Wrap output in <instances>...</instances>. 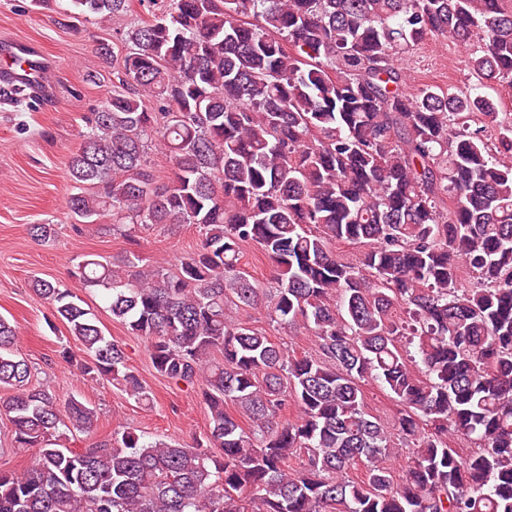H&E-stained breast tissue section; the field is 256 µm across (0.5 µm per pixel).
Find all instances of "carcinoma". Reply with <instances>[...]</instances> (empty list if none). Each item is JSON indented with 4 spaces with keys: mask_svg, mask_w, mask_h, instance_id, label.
<instances>
[{
    "mask_svg": "<svg viewBox=\"0 0 512 512\" xmlns=\"http://www.w3.org/2000/svg\"><path fill=\"white\" fill-rule=\"evenodd\" d=\"M135 1L150 18L116 31L124 52L98 47L112 89L83 115L67 208L109 218L132 245L154 224H195L203 240L174 272L129 250L87 255L73 275L148 341L158 374L199 390L209 434L182 446L122 428L71 450L68 432L96 411L34 385L0 317L3 408L32 456L0 470V512H512V122L483 95L410 94L397 65L429 34L478 39L468 69L512 87V6L65 0L59 15L114 23ZM339 242L360 245L355 261ZM250 245L275 287L240 267ZM465 276L477 286L458 287ZM33 287L68 326L62 357L83 378L151 400L75 292ZM232 309L303 327L317 353L293 354ZM365 382L397 403L411 445L398 469ZM450 430L476 449L461 454Z\"/></svg>",
    "mask_w": 512,
    "mask_h": 512,
    "instance_id": "cac0c4a2",
    "label": "carcinoma"
}]
</instances>
